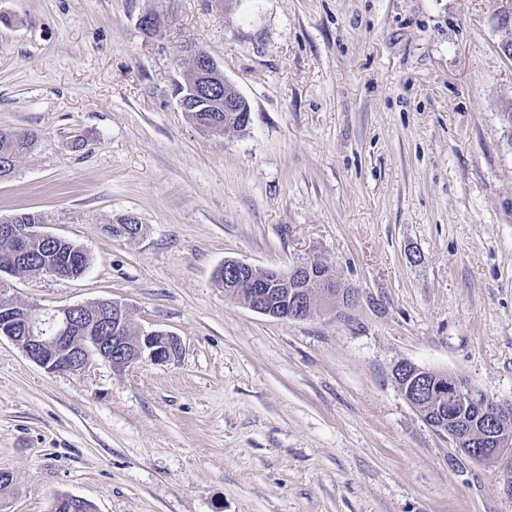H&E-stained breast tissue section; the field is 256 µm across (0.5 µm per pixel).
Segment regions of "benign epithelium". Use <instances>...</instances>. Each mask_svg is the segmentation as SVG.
<instances>
[{
	"label": "benign epithelium",
	"instance_id": "obj_1",
	"mask_svg": "<svg viewBox=\"0 0 512 512\" xmlns=\"http://www.w3.org/2000/svg\"><path fill=\"white\" fill-rule=\"evenodd\" d=\"M0 237L17 244L9 254L12 265L25 263L29 242L52 245L60 237L40 230L38 224H0ZM294 285L288 306L281 305L278 289ZM336 295L331 270L317 260L300 262L288 271L270 269L246 306L275 319L305 320L324 313H340L353 303ZM129 309L119 301L95 305L76 304L34 317L30 309L0 289V337L15 343L35 364L50 373L82 372L97 358L113 368L148 359L174 360L180 351L177 337L162 331L126 335ZM405 400L415 409L432 401L448 408V420L431 427L455 442L459 451L478 462H489L512 495V438L498 428L512 425V402L490 399L464 377L448 371L422 368L416 382H396Z\"/></svg>",
	"mask_w": 512,
	"mask_h": 512
}]
</instances>
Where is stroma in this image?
Masks as SVG:
<instances>
[{
    "mask_svg": "<svg viewBox=\"0 0 512 512\" xmlns=\"http://www.w3.org/2000/svg\"><path fill=\"white\" fill-rule=\"evenodd\" d=\"M512 0H0V180L88 252L9 277L41 313L125 303L181 354L50 373L0 339V512H512L398 391L396 364L512 401ZM156 15L147 31L142 16ZM203 46L251 105L213 135L174 95ZM137 216L144 230L116 235ZM317 259L356 300L270 318L225 260ZM34 138L28 131L0 129V178L11 176L16 159L31 148Z\"/></svg>",
    "mask_w": 512,
    "mask_h": 512,
    "instance_id": "obj_1",
    "label": "stroma"
}]
</instances>
